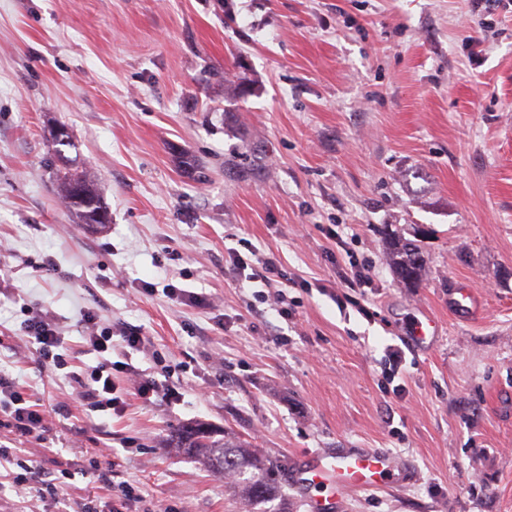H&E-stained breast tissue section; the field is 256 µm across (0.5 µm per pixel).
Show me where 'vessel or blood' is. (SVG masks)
Here are the masks:
<instances>
[{
	"label": "vessel or blood",
	"instance_id": "1",
	"mask_svg": "<svg viewBox=\"0 0 512 512\" xmlns=\"http://www.w3.org/2000/svg\"><path fill=\"white\" fill-rule=\"evenodd\" d=\"M307 483H328L338 496L402 484L406 471L382 448H339L309 457L303 467Z\"/></svg>",
	"mask_w": 512,
	"mask_h": 512
}]
</instances>
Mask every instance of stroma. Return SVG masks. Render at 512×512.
<instances>
[{
    "instance_id": "stroma-1",
    "label": "stroma",
    "mask_w": 512,
    "mask_h": 512,
    "mask_svg": "<svg viewBox=\"0 0 512 512\" xmlns=\"http://www.w3.org/2000/svg\"><path fill=\"white\" fill-rule=\"evenodd\" d=\"M59 124L108 207L99 233L59 200ZM388 230L418 236L419 287L394 278ZM242 246L295 278L290 320L230 267ZM352 257L371 261L373 284L342 308ZM456 288L476 312L449 306ZM26 303L55 314L87 369L85 308L144 336L137 350L114 340L113 361L179 400L74 408L18 337ZM427 315L436 333L411 348ZM280 333L287 344L271 343ZM0 369L48 413L26 456L72 472L67 498L95 495L102 512L110 488L81 475L94 448L139 487L137 512H241L223 477L164 445L199 420L292 472L327 448H383L407 471L337 503L289 487V512H512V6L0 0ZM0 512L59 508L5 481Z\"/></svg>"
}]
</instances>
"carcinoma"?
Instances as JSON below:
<instances>
[{"mask_svg": "<svg viewBox=\"0 0 512 512\" xmlns=\"http://www.w3.org/2000/svg\"><path fill=\"white\" fill-rule=\"evenodd\" d=\"M64 159L58 174L61 196L81 224L90 215L107 210L93 181L79 166ZM387 250L399 282L407 288H417L425 273V260L420 247L400 235L387 237ZM169 445L184 448L211 472L224 477L245 503H261L283 499L278 481L281 464L268 460L252 449L249 443L227 430L221 432L208 423H193L174 430Z\"/></svg>", "mask_w": 512, "mask_h": 512, "instance_id": "1", "label": "carcinoma"}]
</instances>
